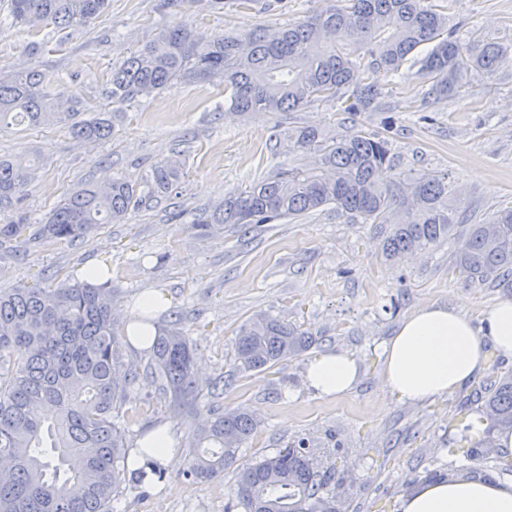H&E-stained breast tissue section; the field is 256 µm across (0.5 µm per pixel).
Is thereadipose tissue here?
I'll use <instances>...</instances> for the list:
<instances>
[{
	"instance_id": "1",
	"label": "adipose tissue",
	"mask_w": 512,
	"mask_h": 512,
	"mask_svg": "<svg viewBox=\"0 0 512 512\" xmlns=\"http://www.w3.org/2000/svg\"><path fill=\"white\" fill-rule=\"evenodd\" d=\"M168 301L156 289L144 291L126 326L129 343L149 348L157 333L146 314ZM512 357V299L495 302L474 326L461 309L425 305L398 326L384 346L383 383L400 401L419 405L450 395L478 378L486 365L487 346ZM359 379L354 357L328 352L309 362L306 380L319 397L337 399ZM176 438L168 427L148 431L128 456L132 469L148 462L167 464L176 459ZM402 512H512V480L443 479L406 497Z\"/></svg>"
}]
</instances>
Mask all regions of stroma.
<instances>
[{
	"label": "stroma",
	"mask_w": 512,
	"mask_h": 512,
	"mask_svg": "<svg viewBox=\"0 0 512 512\" xmlns=\"http://www.w3.org/2000/svg\"><path fill=\"white\" fill-rule=\"evenodd\" d=\"M265 2L263 11L229 5L211 13L187 4L164 8L160 0H108L84 27L36 31L11 26L1 10L0 66L24 63L49 72L60 89L80 94L96 112L110 105L104 89L111 70L160 29L188 25L204 37L273 29L329 4ZM451 15L481 41L512 43V0H458ZM401 73L400 92L384 98L382 111L358 115L332 102L296 112L237 113L224 105L223 84L176 81L127 107L105 140L78 141L57 125L0 127V157L38 167L22 201L0 208V224L21 218L43 223L68 190L119 176L138 182L161 159L178 154L185 161L177 189L130 210L121 223L70 244L0 247L1 288L29 286L58 270L79 280L86 261L95 258L111 269L120 314L130 313L146 289L166 292L170 304L159 327L180 317L197 348L202 381L232 375L229 390L205 397L192 413L174 409L156 381L140 378L122 409L128 445L162 423L186 450L211 411L242 405L260 426L243 445L240 464L306 438L323 466H335L339 477L329 489L347 512H402L405 497L451 474L501 478L498 449L471 459L462 451L486 429L484 398L498 371L512 370V357L490 353L480 377L419 406L399 401L381 373L385 343L421 304L457 306L476 319L512 297L511 289L466 281L454 267L469 224L512 206V57L492 76L463 74L460 95L434 103L427 122L407 109L423 93L413 69ZM388 108L404 114L392 134L400 170L449 175L460 218L451 240L390 260L382 252L385 225L351 224L332 210L247 232L228 225L205 235L195 227V218L225 195L313 161V153L293 148L289 130L313 127L343 136L359 125L378 131ZM260 311L310 333L313 343L268 370L234 372L236 331ZM339 350L356 358L360 380L344 397L319 398L305 381L306 368L319 354ZM184 468L181 461L165 465L154 484L125 486L112 512H224L233 503L237 467L201 484L186 480Z\"/></svg>",
	"instance_id": "35a3bbf8"
}]
</instances>
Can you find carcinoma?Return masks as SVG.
<instances>
[{
    "label": "carcinoma",
    "instance_id": "1",
    "mask_svg": "<svg viewBox=\"0 0 512 512\" xmlns=\"http://www.w3.org/2000/svg\"><path fill=\"white\" fill-rule=\"evenodd\" d=\"M222 12L254 0H167ZM445 5L428 0H336L301 21L272 31L202 37L190 27L161 30L149 44L112 70V111L83 120L87 102L64 94L35 66L0 71V124L11 119L29 128L65 126L76 138L94 142L111 136L121 110L173 81L224 83L227 101L240 112H293L315 102L336 101L340 110L375 112L386 97L388 78L406 64L428 84L422 101L460 93L464 71L493 73L507 49L487 43L476 52V34L448 28ZM107 0H6L11 24L34 29L47 24L82 26L101 13ZM367 45L352 58L351 47ZM431 49L419 59L417 51ZM362 129L341 137L311 127L293 134L294 146L315 150L314 164L284 169L224 197L198 227L272 224L333 209L359 224H386L383 253L403 259L450 238L458 224L446 174L418 178L396 171L389 133ZM34 169L0 158V206L28 191ZM184 178L181 163L163 159L139 183L115 178L75 190L44 223L0 224V245L29 235L33 240L72 243L103 224H117L130 207L170 194ZM455 268L469 281L512 288V207L470 225L455 254ZM116 291L79 282L59 271L46 286L0 288V512H112V498L126 483V432L119 411L137 371L122 362L121 321ZM312 343L287 321L256 313L240 325L234 370L264 371ZM150 374L174 406L194 410L208 395L227 388L224 378L204 386L195 375V350L178 324L152 342ZM488 428L475 443L512 430V373L496 377L485 399ZM259 422L247 409L216 412L192 433L185 479L213 480L235 463ZM232 436L233 448L224 446ZM328 477L300 439L244 467L235 486L243 512H337L336 497L324 492Z\"/></svg>",
    "mask_w": 512,
    "mask_h": 512
}]
</instances>
